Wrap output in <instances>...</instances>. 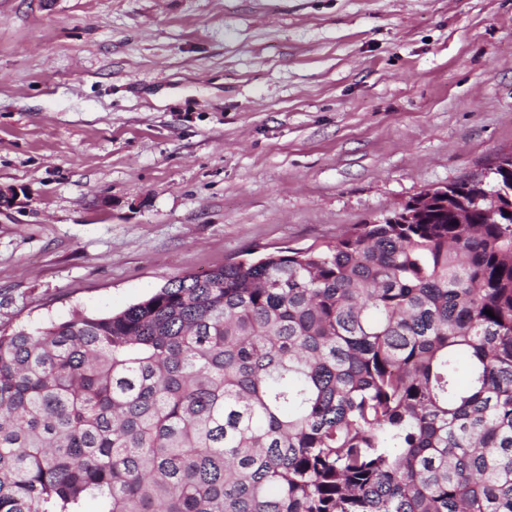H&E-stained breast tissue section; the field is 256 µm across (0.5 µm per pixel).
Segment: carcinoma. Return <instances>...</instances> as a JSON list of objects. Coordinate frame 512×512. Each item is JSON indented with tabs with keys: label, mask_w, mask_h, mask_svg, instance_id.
<instances>
[{
	"label": "carcinoma",
	"mask_w": 512,
	"mask_h": 512,
	"mask_svg": "<svg viewBox=\"0 0 512 512\" xmlns=\"http://www.w3.org/2000/svg\"><path fill=\"white\" fill-rule=\"evenodd\" d=\"M455 186L0 329V512H512V214Z\"/></svg>",
	"instance_id": "carcinoma-1"
}]
</instances>
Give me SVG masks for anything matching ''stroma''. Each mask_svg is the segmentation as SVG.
I'll return each mask as SVG.
<instances>
[{"instance_id": "stroma-1", "label": "stroma", "mask_w": 512, "mask_h": 512, "mask_svg": "<svg viewBox=\"0 0 512 512\" xmlns=\"http://www.w3.org/2000/svg\"><path fill=\"white\" fill-rule=\"evenodd\" d=\"M512 154V0H0V329L335 242Z\"/></svg>"}]
</instances>
